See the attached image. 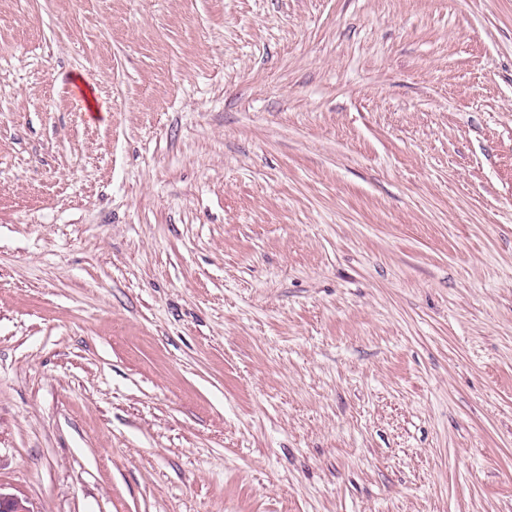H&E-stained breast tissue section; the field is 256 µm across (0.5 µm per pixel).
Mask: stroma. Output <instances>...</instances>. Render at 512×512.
I'll use <instances>...</instances> for the list:
<instances>
[{
  "label": "stroma",
  "mask_w": 512,
  "mask_h": 512,
  "mask_svg": "<svg viewBox=\"0 0 512 512\" xmlns=\"http://www.w3.org/2000/svg\"><path fill=\"white\" fill-rule=\"evenodd\" d=\"M0 492L512 512V0H0Z\"/></svg>",
  "instance_id": "stroma-1"
}]
</instances>
